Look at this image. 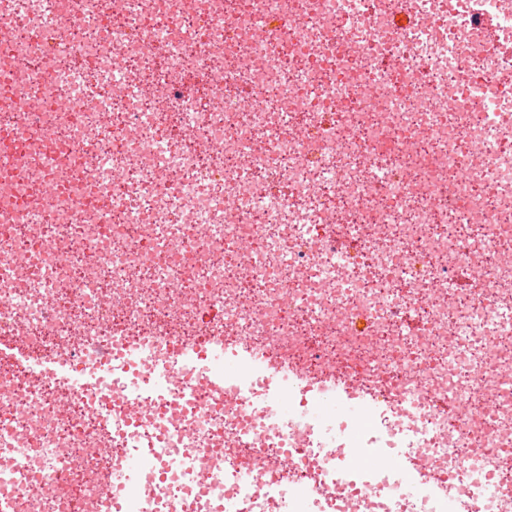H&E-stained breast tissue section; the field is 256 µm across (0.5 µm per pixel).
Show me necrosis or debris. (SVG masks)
Masks as SVG:
<instances>
[{
	"mask_svg": "<svg viewBox=\"0 0 512 512\" xmlns=\"http://www.w3.org/2000/svg\"><path fill=\"white\" fill-rule=\"evenodd\" d=\"M443 2L0 0V125L17 133L0 339L24 332L30 352L0 363L8 512H333L340 496L512 512V63L459 57L471 15ZM399 9L442 34H395ZM218 342L266 369L225 371ZM285 366L385 402L359 423L295 388L325 416L272 418ZM172 372L181 386L151 385ZM294 433L286 470L251 451ZM129 450L145 468L101 499ZM412 451L433 471L419 483L374 463Z\"/></svg>",
	"mask_w": 512,
	"mask_h": 512,
	"instance_id": "4bbe7bcc",
	"label": "necrosis or debris"
}]
</instances>
